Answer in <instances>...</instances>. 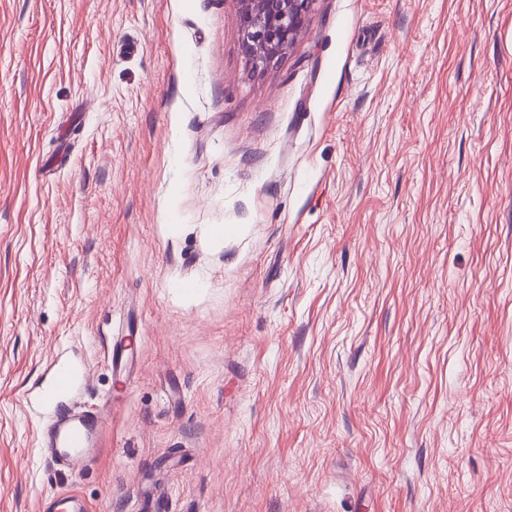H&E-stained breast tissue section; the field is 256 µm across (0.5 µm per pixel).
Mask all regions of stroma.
Wrapping results in <instances>:
<instances>
[{
	"label": "stroma",
	"instance_id": "stroma-1",
	"mask_svg": "<svg viewBox=\"0 0 512 512\" xmlns=\"http://www.w3.org/2000/svg\"><path fill=\"white\" fill-rule=\"evenodd\" d=\"M72 487L512 512V0H317L259 74L236 0H0V512ZM52 370V392L69 404L45 424L43 442L60 465L75 466L96 453L105 413L102 407L83 402L85 372L81 366L57 363Z\"/></svg>",
	"mask_w": 512,
	"mask_h": 512
}]
</instances>
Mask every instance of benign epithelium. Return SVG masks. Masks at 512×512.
<instances>
[{"instance_id":"7a95c632","label":"benign epithelium","mask_w":512,"mask_h":512,"mask_svg":"<svg viewBox=\"0 0 512 512\" xmlns=\"http://www.w3.org/2000/svg\"><path fill=\"white\" fill-rule=\"evenodd\" d=\"M316 0H237V19L254 73L286 53L310 22Z\"/></svg>"}]
</instances>
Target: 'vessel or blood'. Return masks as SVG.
<instances>
[{"label":"vessel or blood","mask_w":512,"mask_h":512,"mask_svg":"<svg viewBox=\"0 0 512 512\" xmlns=\"http://www.w3.org/2000/svg\"><path fill=\"white\" fill-rule=\"evenodd\" d=\"M83 368L70 364L53 367L52 392L66 400L45 424L43 442L52 456L65 467L81 464L97 451L105 413L102 407L85 404ZM44 512H84L85 505L77 494L57 493L45 500Z\"/></svg>","instance_id":"vessel-or-blood-1"}]
</instances>
